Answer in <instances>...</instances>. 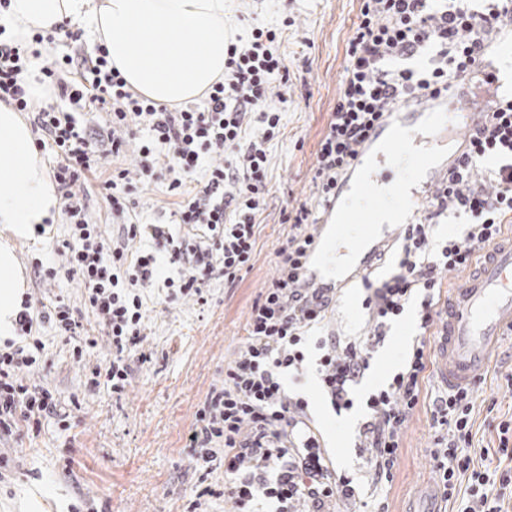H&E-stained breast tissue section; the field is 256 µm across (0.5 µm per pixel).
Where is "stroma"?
<instances>
[{
  "mask_svg": "<svg viewBox=\"0 0 512 512\" xmlns=\"http://www.w3.org/2000/svg\"><path fill=\"white\" fill-rule=\"evenodd\" d=\"M361 0H228L224 25L228 36L244 33L252 20L280 26L282 51L288 68V101L283 105V127L270 144L269 195L258 217L254 260L235 283L216 279L204 290L203 300L174 298L168 289H145V338L138 356L129 360L130 380L122 394L110 386L94 385L91 370L112 358V348L96 320L83 306L78 281L62 275L45 287L33 280L36 259L55 257L68 239L65 217L51 221L45 235L22 239L16 254L26 275V294L35 303L64 298L85 331L96 336L83 361L72 355L74 343L60 336L52 324L38 328L46 363L35 382L54 389L67 412L66 420H43L39 433L20 432L10 441L11 472L0 479V512H231L224 496V463L210 471L196 468L186 446L195 413L207 393L224 379L246 338L251 307L268 286L276 269L277 252L286 245L289 226L284 210L308 199L310 169L327 116L336 104L346 64V44L358 20ZM174 199L163 183L150 184L140 195V221L169 225L174 237L187 228L175 223ZM339 291L322 328L342 338L365 331L362 307L366 291L354 263L337 274ZM417 310L409 308L377 350L365 390L384 384L401 365L404 353L419 334ZM293 392L309 403L308 414L320 431L337 474L352 478L357 491L356 512H460L469 481L460 476L456 498L443 499L437 489L429 450L433 443L432 402L444 395L436 375L423 384L424 403L416 410L405 434L392 482L372 484L356 444L362 407L345 426L325 399L316 374L315 359H307ZM512 418V339H506L499 357L485 376L471 414L472 446L485 449L474 457L475 470H507L512 457L499 448L498 425Z\"/></svg>",
  "mask_w": 512,
  "mask_h": 512,
  "instance_id": "obj_1",
  "label": "stroma"
}]
</instances>
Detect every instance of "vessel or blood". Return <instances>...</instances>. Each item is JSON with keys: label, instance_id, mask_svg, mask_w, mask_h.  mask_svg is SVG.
<instances>
[{"label": "vessel or blood", "instance_id": "vessel-or-blood-1", "mask_svg": "<svg viewBox=\"0 0 512 512\" xmlns=\"http://www.w3.org/2000/svg\"><path fill=\"white\" fill-rule=\"evenodd\" d=\"M468 78L486 86L482 102L451 93L386 113L316 226L301 287H333L327 263L348 224L361 226L349 247L359 258V269L368 270L394 231L392 224L380 221L379 207L401 213L404 223L417 221L423 203L448 171L447 164L426 162L421 141L477 128L491 105L505 104L512 97V72L500 67L493 51H485ZM508 336L512 337V239L488 248L480 267L451 290L432 337L439 382L449 389L472 387L487 373Z\"/></svg>", "mask_w": 512, "mask_h": 512}]
</instances>
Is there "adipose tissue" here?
I'll return each instance as SVG.
<instances>
[{"label":"adipose tissue","instance_id":"obj_1","mask_svg":"<svg viewBox=\"0 0 512 512\" xmlns=\"http://www.w3.org/2000/svg\"><path fill=\"white\" fill-rule=\"evenodd\" d=\"M6 16L23 40L88 23L128 85L162 104L197 99L224 75V0H10ZM59 211L29 125L0 104V339L13 335L27 288L15 242Z\"/></svg>","mask_w":512,"mask_h":512}]
</instances>
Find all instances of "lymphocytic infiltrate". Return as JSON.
Returning <instances> with one entry per match:
<instances>
[{
  "label": "lymphocytic infiltrate",
  "instance_id": "1",
  "mask_svg": "<svg viewBox=\"0 0 512 512\" xmlns=\"http://www.w3.org/2000/svg\"><path fill=\"white\" fill-rule=\"evenodd\" d=\"M512 29V0H362L347 42L346 66L336 104L328 115L311 168V201L289 205L291 227L278 253L275 275L254 302L247 337L224 369V380L206 395L188 437L191 457L201 469L224 462V493L234 512H256L268 502L276 512H334L354 495L351 481L335 476L319 436L308 424L307 401L290 397L283 377L299 368L308 331L320 324L334 291L299 285V270L313 243L321 206L336 192L383 114L396 103L447 91L468 73L493 32ZM0 25V101L32 115L36 144L55 157L52 176L63 201L70 237L63 241L64 267L41 264L37 274L59 273L80 281L84 306L112 347L108 364L93 368L120 393L129 380L128 359L143 340L146 304L141 288L159 275L155 256L129 249L150 231L183 265L179 279H166L183 297H201L213 279L234 283L250 268L270 166L269 144L282 126L280 104L287 101L288 69L282 31L255 26L247 39L230 42L224 77L207 92L203 106L170 108L132 90L109 61L103 44L77 45L55 55V35H36L48 51L33 63L23 44L5 39ZM38 68L55 96L33 104L25 75ZM104 113L108 125L79 126L76 111ZM147 130L138 147L137 171L116 163L99 184L115 237L92 222L80 195L101 158L120 157L131 127ZM163 182L176 199L175 214L190 232L174 239L165 225L143 227L131 213L136 195ZM463 216L461 235L434 243L431 229L442 217ZM512 223V103L492 110L481 128L466 132L453 166L423 207L418 223L406 225L401 258L383 279L366 281L364 305L370 330L364 340L322 343L318 374L335 410H348L370 367L372 348L412 299H419L421 329L440 314L441 276L475 270L488 247ZM54 321L63 335L81 336L82 324L68 304L55 300L21 310L16 329L21 345L0 350V438L18 426L39 430L43 419L59 415L61 402L47 387L30 384L24 372L37 370L41 340L33 328ZM431 364L425 339L413 345L402 368L366 400L360 428L361 450L375 482L391 481L406 429L423 401L422 384ZM477 388L451 391L433 403L435 436L429 450L437 487L452 497L461 472L472 461L470 415Z\"/></svg>",
  "mask_w": 512,
  "mask_h": 512
}]
</instances>
